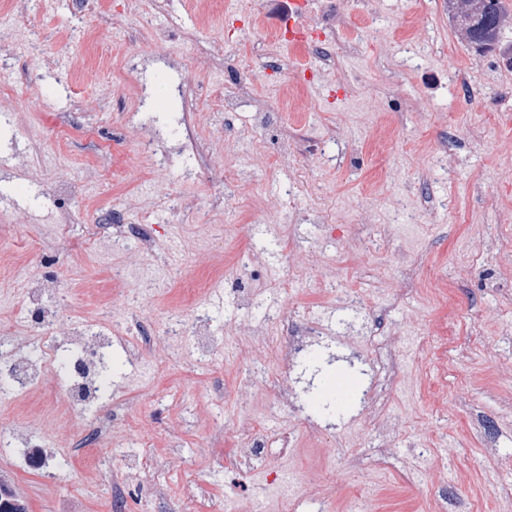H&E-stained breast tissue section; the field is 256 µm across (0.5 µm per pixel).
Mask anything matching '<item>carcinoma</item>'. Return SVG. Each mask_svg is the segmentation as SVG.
Wrapping results in <instances>:
<instances>
[{"instance_id":"obj_1","label":"carcinoma","mask_w":512,"mask_h":512,"mask_svg":"<svg viewBox=\"0 0 512 512\" xmlns=\"http://www.w3.org/2000/svg\"><path fill=\"white\" fill-rule=\"evenodd\" d=\"M448 15L468 44L489 49L512 23V4L509 0H448ZM0 512H27L25 504L2 484Z\"/></svg>"}]
</instances>
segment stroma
Listing matches in <instances>:
<instances>
[{"label":"stroma","instance_id":"obj_1","mask_svg":"<svg viewBox=\"0 0 512 512\" xmlns=\"http://www.w3.org/2000/svg\"><path fill=\"white\" fill-rule=\"evenodd\" d=\"M358 47L314 80L311 52L274 41L270 0H27L23 37L0 35L7 64L0 146L18 141L0 203V321H27L15 267L54 255L63 290L51 332L75 336L106 308H133L141 359L112 345L118 405L85 468V417L44 375L0 406V479L27 512H243L266 484L241 465L252 439L282 461L299 512H512V66L465 42L448 0H335ZM253 91L232 119L214 86ZM190 119L191 144L174 127ZM469 138L449 147L448 130ZM148 136L154 152L135 143ZM79 185L68 230L48 185ZM120 204L156 246L110 242ZM126 268L125 286L113 271ZM224 268L221 299L204 294ZM359 298L344 303L343 291ZM315 313L331 352L297 373L332 372L358 351L373 381L339 411L318 386L281 414L261 411L279 382H255L266 338ZM213 346L189 351L197 320ZM63 452L61 476L17 453L26 434Z\"/></svg>","mask_w":512,"mask_h":512}]
</instances>
